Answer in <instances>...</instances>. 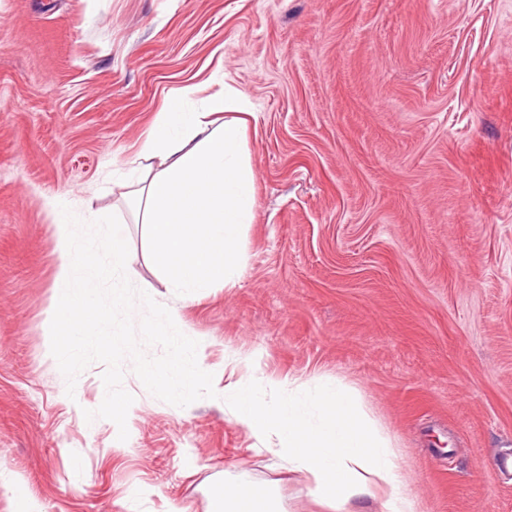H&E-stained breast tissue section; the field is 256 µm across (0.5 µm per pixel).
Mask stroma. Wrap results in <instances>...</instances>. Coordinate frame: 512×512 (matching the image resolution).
<instances>
[{
	"label": "stroma",
	"mask_w": 512,
	"mask_h": 512,
	"mask_svg": "<svg viewBox=\"0 0 512 512\" xmlns=\"http://www.w3.org/2000/svg\"><path fill=\"white\" fill-rule=\"evenodd\" d=\"M217 75L251 103L257 216L235 284L168 288L145 225L133 283L261 383L356 388L416 512H512V0H0V512H216L239 468L331 512L223 399L133 371L127 440L49 355L48 200L129 218L121 174L165 94Z\"/></svg>",
	"instance_id": "stroma-1"
}]
</instances>
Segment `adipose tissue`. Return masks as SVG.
<instances>
[{
	"instance_id": "adipose-tissue-1",
	"label": "adipose tissue",
	"mask_w": 512,
	"mask_h": 512,
	"mask_svg": "<svg viewBox=\"0 0 512 512\" xmlns=\"http://www.w3.org/2000/svg\"><path fill=\"white\" fill-rule=\"evenodd\" d=\"M251 117L223 80L181 87L163 102L125 174L126 204L149 227L151 260L185 300L236 282L244 264L257 212ZM224 402L256 437H277L289 472L310 479L334 512L361 496L381 497L384 512H414L392 437L339 379L314 375L270 389L241 380L225 385ZM220 509L282 512L245 470L225 484Z\"/></svg>"
}]
</instances>
